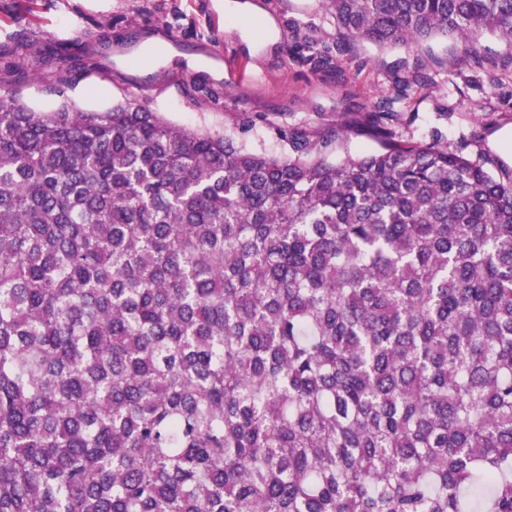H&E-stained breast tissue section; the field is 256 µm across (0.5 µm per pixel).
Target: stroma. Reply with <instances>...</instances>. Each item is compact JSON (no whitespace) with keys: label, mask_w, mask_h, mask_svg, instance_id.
<instances>
[{"label":"stroma","mask_w":512,"mask_h":512,"mask_svg":"<svg viewBox=\"0 0 512 512\" xmlns=\"http://www.w3.org/2000/svg\"><path fill=\"white\" fill-rule=\"evenodd\" d=\"M77 38L101 70L43 57ZM337 39L321 0H0V82L39 112L63 99L94 111L132 97L174 124L283 157V132L368 115L412 66L404 49L340 48ZM479 48L474 59L454 38L430 42L427 79L395 103L388 126L396 140L433 141L510 170L512 50L488 33Z\"/></svg>","instance_id":"35a3bbf8"}]
</instances>
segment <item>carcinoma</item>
Wrapping results in <instances>:
<instances>
[{
  "label": "carcinoma",
  "mask_w": 512,
  "mask_h": 512,
  "mask_svg": "<svg viewBox=\"0 0 512 512\" xmlns=\"http://www.w3.org/2000/svg\"><path fill=\"white\" fill-rule=\"evenodd\" d=\"M323 5L398 97L512 49V0ZM391 112L275 158L0 88V512H512V173Z\"/></svg>",
  "instance_id": "1"
}]
</instances>
